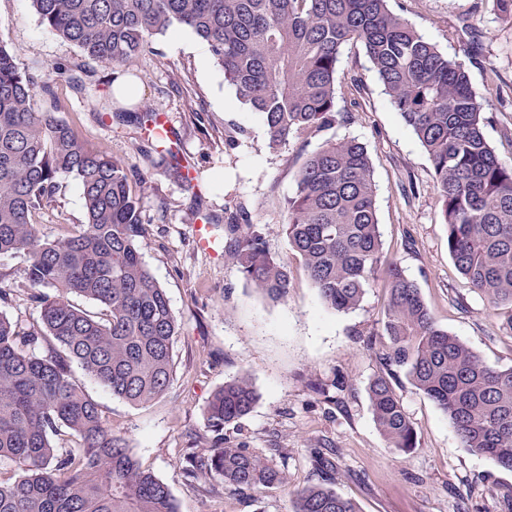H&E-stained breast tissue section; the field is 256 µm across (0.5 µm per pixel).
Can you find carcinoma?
I'll return each mask as SVG.
<instances>
[{
    "label": "carcinoma",
    "mask_w": 512,
    "mask_h": 512,
    "mask_svg": "<svg viewBox=\"0 0 512 512\" xmlns=\"http://www.w3.org/2000/svg\"><path fill=\"white\" fill-rule=\"evenodd\" d=\"M39 22L88 58L129 68L174 24L207 43L238 100L261 116L274 146L318 134L341 117L338 63L362 46L392 106L431 160L448 254L471 286L512 305V163L487 142L484 104L465 65L443 54L388 0H30ZM86 90L58 64L37 80L0 41V255L26 256L21 291L32 321L0 311V512H179L169 486L142 467L112 431L81 371L132 405L162 396L174 371L178 320L138 249L139 172L89 147L59 115L58 79ZM50 101L38 112L36 95ZM81 186L86 222L52 241L35 213L60 180ZM283 231L325 305L358 308L377 281L387 288L382 330L368 338L383 374L368 386L373 419L389 447L417 446L394 383L404 373L441 409L466 450L512 471V367L498 368L437 326L417 285L382 259L376 185L366 147L327 139L301 166ZM229 254L247 284L287 296L288 265L255 224H229ZM76 295L98 306L90 311ZM251 379L216 390L205 414L207 448L180 458L204 496L241 495L287 483L285 470L245 447L224 445V427L256 404ZM323 482L295 492L293 512H359L332 487L334 464L318 454Z\"/></svg>",
    "instance_id": "1"
}]
</instances>
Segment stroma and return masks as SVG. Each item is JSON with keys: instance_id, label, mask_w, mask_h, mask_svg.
Returning a JSON list of instances; mask_svg holds the SVG:
<instances>
[{"instance_id": "35a3bbf8", "label": "stroma", "mask_w": 512, "mask_h": 512, "mask_svg": "<svg viewBox=\"0 0 512 512\" xmlns=\"http://www.w3.org/2000/svg\"><path fill=\"white\" fill-rule=\"evenodd\" d=\"M389 5L465 64L491 118L485 137L502 161L512 162V94H495L512 87V21L498 18L489 0ZM466 19L482 33L476 60L457 34ZM0 40L17 49L20 68L37 79L58 63L83 70L91 95L58 83L61 116L90 147L124 159L146 180L137 190L145 228L138 248L180 323L173 381L164 396L142 406L113 397L92 379L84 384L143 466L170 487L180 512H293V491L321 477L315 459L321 448L335 449L334 487L360 512H512V471L461 448L447 416L403 376L395 388L418 443L403 454L388 447L367 395L383 368L363 342L381 329L385 290L370 288L351 313L328 309L283 232L285 201L296 192L304 161L326 139H358L373 166L384 257L417 284L441 328L488 363L512 366V307L490 303L450 258L432 163L383 93L361 46H347L339 64L336 108L345 120L273 148L259 114L238 101L208 45L188 28L157 36L132 68L138 105L165 114L168 142L151 139L138 123L106 117L111 70L41 25L29 0H0ZM233 128L240 135L230 148L225 133ZM176 151L194 166V183L167 172ZM240 210L288 265L290 288L282 300L247 285L229 257L224 226ZM83 221L81 187L71 177L34 218L43 240ZM201 223L218 255L198 247L193 227ZM242 374L251 378L258 400L238 425L225 427L224 442L260 453L282 449L288 482L251 499L230 489L205 497L184 479L179 459L203 433L212 393ZM339 376L343 387L325 401L318 385Z\"/></svg>"}]
</instances>
